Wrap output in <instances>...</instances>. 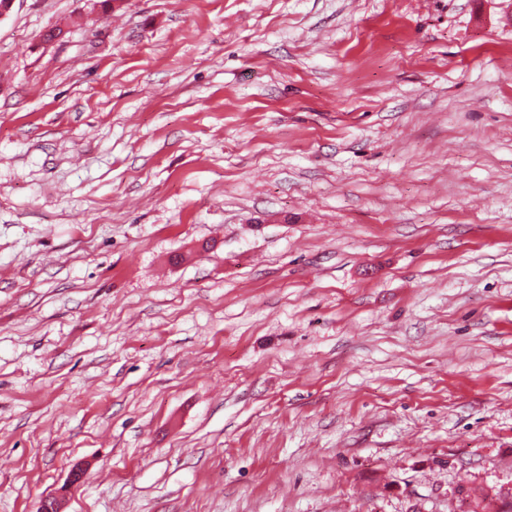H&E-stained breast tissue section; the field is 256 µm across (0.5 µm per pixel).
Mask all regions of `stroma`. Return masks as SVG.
<instances>
[{
    "instance_id": "35a3bbf8",
    "label": "stroma",
    "mask_w": 512,
    "mask_h": 512,
    "mask_svg": "<svg viewBox=\"0 0 512 512\" xmlns=\"http://www.w3.org/2000/svg\"><path fill=\"white\" fill-rule=\"evenodd\" d=\"M93 3L0 19V512H499L512 0Z\"/></svg>"
}]
</instances>
